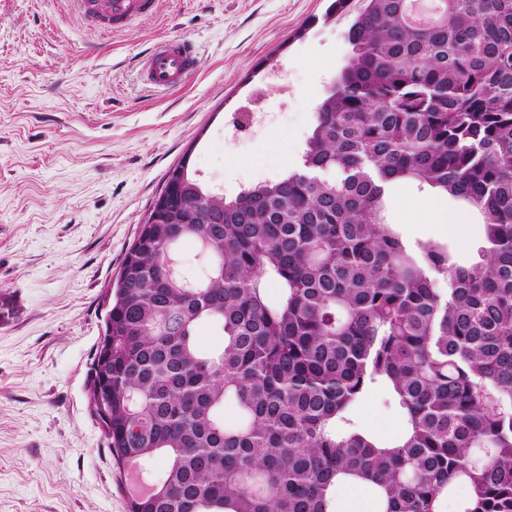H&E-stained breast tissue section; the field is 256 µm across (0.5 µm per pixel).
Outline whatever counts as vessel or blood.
Segmentation results:
<instances>
[{
    "instance_id": "1",
    "label": "vessel or blood",
    "mask_w": 512,
    "mask_h": 512,
    "mask_svg": "<svg viewBox=\"0 0 512 512\" xmlns=\"http://www.w3.org/2000/svg\"><path fill=\"white\" fill-rule=\"evenodd\" d=\"M75 6L87 18H97L112 29L130 24L154 12L157 0H75ZM200 56L193 42L166 39L154 47L144 59L141 76L144 83L157 92L182 88L198 69Z\"/></svg>"
}]
</instances>
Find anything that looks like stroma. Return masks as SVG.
<instances>
[{"label": "stroma", "instance_id": "obj_1", "mask_svg": "<svg viewBox=\"0 0 512 512\" xmlns=\"http://www.w3.org/2000/svg\"><path fill=\"white\" fill-rule=\"evenodd\" d=\"M331 0H158L119 30L67 0H0V512H127L125 472L88 402L108 289L169 169L235 197L296 166L315 112L352 47ZM200 46L179 91L144 86L160 39ZM261 117L237 130L235 121ZM387 214L407 243L455 244L463 205L394 186ZM480 239L470 225L461 261ZM360 422L397 435L371 392Z\"/></svg>", "mask_w": 512, "mask_h": 512}]
</instances>
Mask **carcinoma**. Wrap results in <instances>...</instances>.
<instances>
[{"instance_id":"obj_1","label":"carcinoma","mask_w":512,"mask_h":512,"mask_svg":"<svg viewBox=\"0 0 512 512\" xmlns=\"http://www.w3.org/2000/svg\"><path fill=\"white\" fill-rule=\"evenodd\" d=\"M351 8L300 165L232 199L187 171L120 264L88 398L120 466L167 456L128 512H336L347 480L374 512H448L459 487L457 512H512V0L329 10ZM401 182L473 209L478 261L403 241ZM186 239L200 280L170 275ZM374 390L393 439L357 421Z\"/></svg>"}]
</instances>
